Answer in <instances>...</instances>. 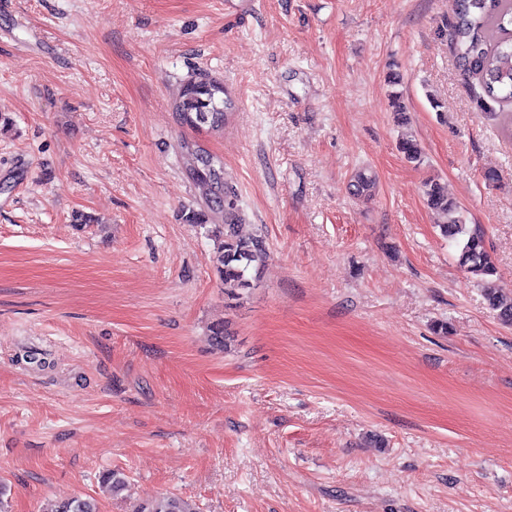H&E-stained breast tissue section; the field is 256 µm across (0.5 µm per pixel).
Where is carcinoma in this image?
Returning a JSON list of instances; mask_svg holds the SVG:
<instances>
[{
	"label": "carcinoma",
	"mask_w": 512,
	"mask_h": 512,
	"mask_svg": "<svg viewBox=\"0 0 512 512\" xmlns=\"http://www.w3.org/2000/svg\"><path fill=\"white\" fill-rule=\"evenodd\" d=\"M448 35L458 62L472 73L481 92L476 94L480 106L491 109L493 103H512V0H454L453 20ZM224 88L211 78L189 82L182 88L176 112L181 122L190 128L210 129L224 125ZM184 149L183 157L188 176L205 191L208 213H201L192 221L203 224L206 217L221 219L217 232L223 237L215 257L216 271L224 285V296L239 300L252 288L253 276L268 256L265 238L260 234L242 236L237 227L240 214L237 211V191L224 184V207L217 206L214 198L215 181L210 169L194 165V158ZM398 149L404 158L417 165L422 163V148L412 134H404L398 141ZM375 185V178L367 171L358 172L353 181L354 192L366 195ZM423 194L428 207L442 215L441 234L458 247L457 264L464 271L483 279L496 276L497 267L489 254L480 230L469 228L463 221L459 205L439 182L427 179ZM484 299L490 310L505 325H512V293L496 288L484 290ZM213 346L226 350L230 336L224 323L210 327ZM108 492L118 495L127 487V481L119 472H109L102 479ZM52 512H100L93 497H75L58 502ZM135 512H197L189 503L176 495H167L139 503Z\"/></svg>",
	"instance_id": "cac0c4a2"
}]
</instances>
